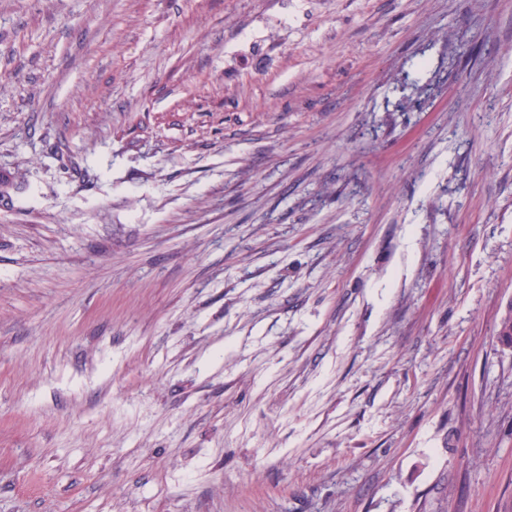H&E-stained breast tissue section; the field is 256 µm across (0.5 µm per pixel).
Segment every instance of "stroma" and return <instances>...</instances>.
<instances>
[{
	"label": "stroma",
	"instance_id": "obj_1",
	"mask_svg": "<svg viewBox=\"0 0 512 512\" xmlns=\"http://www.w3.org/2000/svg\"><path fill=\"white\" fill-rule=\"evenodd\" d=\"M512 0H0V512H512Z\"/></svg>",
	"mask_w": 512,
	"mask_h": 512
}]
</instances>
